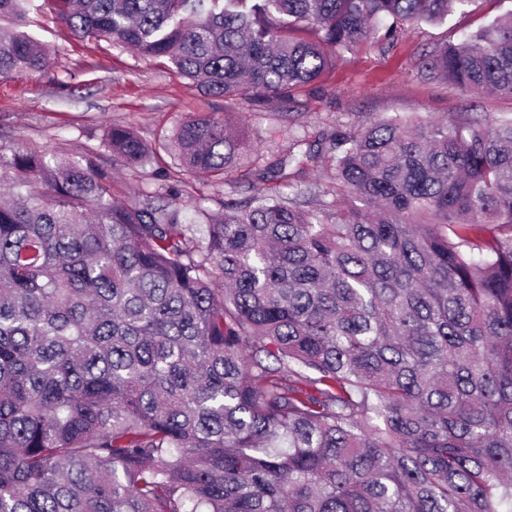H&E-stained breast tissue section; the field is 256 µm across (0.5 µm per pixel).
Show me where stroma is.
I'll use <instances>...</instances> for the list:
<instances>
[{
    "label": "stroma",
    "instance_id": "35a3bbf8",
    "mask_svg": "<svg viewBox=\"0 0 512 512\" xmlns=\"http://www.w3.org/2000/svg\"><path fill=\"white\" fill-rule=\"evenodd\" d=\"M512 12V0H471L437 24L406 26L390 45L367 41L343 53L324 74L289 101L256 106L248 99L206 96L189 81L103 40H75L55 17L52 0H30L25 30L51 50L47 72L0 77V146L83 158L114 177L118 200L159 193L156 166H120L106 143L112 126L124 125L158 145L188 114L239 112L255 154L271 159L288 150L289 127L329 131L383 116L467 112L512 113V99L470 95L447 82L422 78L418 63L437 45L457 42L496 17ZM230 185L197 177L181 197L186 215L216 209L235 197Z\"/></svg>",
    "mask_w": 512,
    "mask_h": 512
}]
</instances>
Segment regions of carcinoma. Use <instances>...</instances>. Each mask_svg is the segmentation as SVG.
I'll return each mask as SVG.
<instances>
[{
    "mask_svg": "<svg viewBox=\"0 0 512 512\" xmlns=\"http://www.w3.org/2000/svg\"><path fill=\"white\" fill-rule=\"evenodd\" d=\"M469 0H53L78 39L220 99L288 100L342 51ZM0 0V76L45 71ZM420 75L512 97V13ZM235 167L188 115L166 193L0 146V512H512V114L289 134ZM325 159L326 202L289 182ZM197 175L264 193L199 208ZM290 188L286 193L283 187Z\"/></svg>",
    "mask_w": 512,
    "mask_h": 512,
    "instance_id": "cac0c4a2",
    "label": "carcinoma"
}]
</instances>
